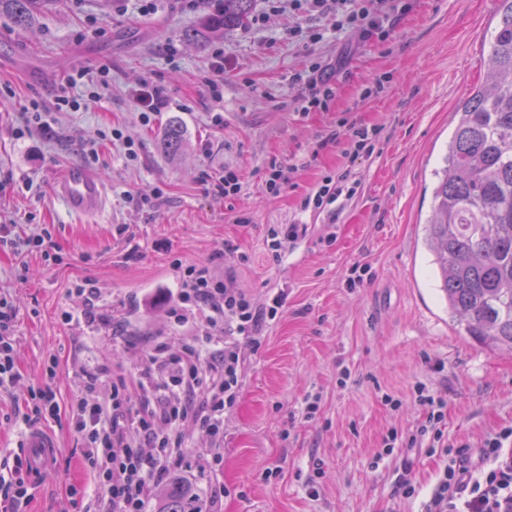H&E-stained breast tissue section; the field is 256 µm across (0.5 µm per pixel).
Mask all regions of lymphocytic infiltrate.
Instances as JSON below:
<instances>
[{
  "instance_id": "1",
  "label": "lymphocytic infiltrate",
  "mask_w": 512,
  "mask_h": 512,
  "mask_svg": "<svg viewBox=\"0 0 512 512\" xmlns=\"http://www.w3.org/2000/svg\"><path fill=\"white\" fill-rule=\"evenodd\" d=\"M304 22L288 31L289 41L320 40L326 28L352 31L362 38L384 33L395 10L390 0H287ZM326 67L312 62L296 73L302 111L327 109L336 87ZM109 66L96 70L95 80L86 71L64 75L55 90L57 110L79 111L96 100V83L107 82ZM375 134L357 121L348 123V142L342 151L345 170L325 177L298 198L300 211L336 219L346 200L357 191L346 170L360 157L372 153ZM179 287L166 300V327L182 330L180 348L169 349L153 341L142 356L138 378L140 401L127 394L125 375L108 374L100 367L83 368L68 405H61L52 385L58 359L47 360V383L31 389L21 417L23 424L55 420L67 415L70 426L85 445V457L98 495V512H145L156 481L175 470L185 456V426L218 441L224 437V413L239 396L240 343L259 345L266 322L280 313L284 298L274 295L265 307L255 306L231 276L216 274L209 264L172 263ZM17 311L0 295V395L12 394L19 385L16 338ZM416 394L426 419L405 439L408 448L435 447L442 440L440 424L445 403L425 386ZM428 512H512V427L487 436L477 452L466 446H449L448 466L436 485Z\"/></svg>"
}]
</instances>
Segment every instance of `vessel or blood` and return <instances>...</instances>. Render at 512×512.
<instances>
[{
    "label": "vessel or blood",
    "instance_id": "vessel-or-blood-1",
    "mask_svg": "<svg viewBox=\"0 0 512 512\" xmlns=\"http://www.w3.org/2000/svg\"><path fill=\"white\" fill-rule=\"evenodd\" d=\"M55 193L65 209L79 217L97 216L108 203L102 180L80 164L66 168L55 187Z\"/></svg>",
    "mask_w": 512,
    "mask_h": 512
}]
</instances>
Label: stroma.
Segmentation results:
<instances>
[{"label":"stroma","mask_w":512,"mask_h":512,"mask_svg":"<svg viewBox=\"0 0 512 512\" xmlns=\"http://www.w3.org/2000/svg\"><path fill=\"white\" fill-rule=\"evenodd\" d=\"M409 3L386 41L331 31L303 46L286 37L299 14L253 0L263 21L216 39L224 47L220 129L202 83L209 45L183 39L200 28L205 9L160 0L143 17L136 0H51L28 26L0 12V212L19 231L48 229L62 254L53 263L36 252L0 250V292L17 310L20 373L15 394L0 397V467L19 452L25 428L12 416L40 383L49 355L60 359L54 386L63 399L81 367L138 375L142 348L165 322L163 307L142 300L154 288H178L176 257L232 273L255 304L284 296L259 348L241 345V390L224 414L222 451L185 429L189 448L176 475L211 512H426L448 465L447 444L475 449L512 427V353L481 349L449 325L422 240L451 114L483 77L496 2ZM92 17L104 22L105 36L85 34ZM170 41L180 49L172 62L163 54ZM312 60L326 65L336 97L329 110L304 114L292 79ZM102 64L112 72L99 100L76 112L52 110V137L15 140L31 100L49 106L58 77ZM145 78L166 85L172 101L147 125L128 96ZM341 117L380 135L373 155L352 166L360 188L332 224L296 205L299 191L340 169L339 148L319 143ZM173 120L184 134L174 153L164 147ZM108 127L135 141L136 159L123 141L105 140L97 160H87L86 142ZM272 162L296 167L277 195L263 181ZM72 163L89 164L108 188V210L87 223L52 194ZM206 168L236 171L240 192L227 198L202 185ZM157 192V207L140 206ZM295 221L307 224L306 236L272 260L269 225ZM121 226L134 232L133 242L117 236ZM157 240L169 251L155 250ZM356 263L368 265L372 279L351 288L346 279ZM76 282L96 289L97 317L66 325L58 312L80 308L69 293ZM419 383L446 403L444 447L386 448L390 435L403 439L423 424ZM313 397L320 408L309 418L304 408ZM36 427L56 448L50 470L28 476L24 512H85L94 485L80 436L64 418ZM405 484L415 486L414 496L401 493Z\"/></svg>","instance_id":"1"}]
</instances>
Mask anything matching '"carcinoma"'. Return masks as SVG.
Wrapping results in <instances>:
<instances>
[{
  "label": "carcinoma",
  "instance_id": "carcinoma-1",
  "mask_svg": "<svg viewBox=\"0 0 512 512\" xmlns=\"http://www.w3.org/2000/svg\"><path fill=\"white\" fill-rule=\"evenodd\" d=\"M45 0H0L26 25ZM500 21L484 82L453 112L452 130L432 192L424 244L440 280L448 322L478 347L512 351V0H496ZM252 0H223L203 19L201 36L247 24ZM183 142L170 123L165 144ZM156 512H208L181 479L163 490Z\"/></svg>",
  "mask_w": 512,
  "mask_h": 512
}]
</instances>
